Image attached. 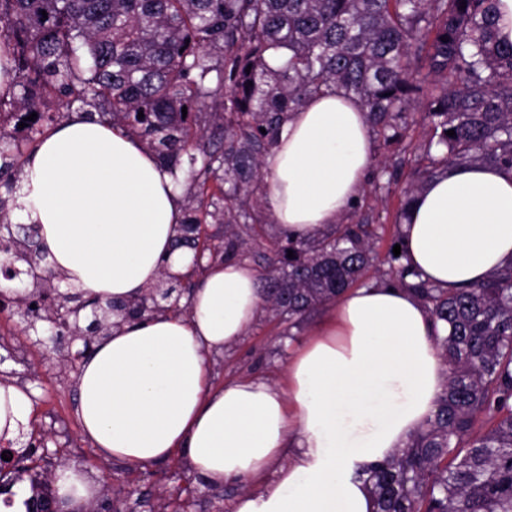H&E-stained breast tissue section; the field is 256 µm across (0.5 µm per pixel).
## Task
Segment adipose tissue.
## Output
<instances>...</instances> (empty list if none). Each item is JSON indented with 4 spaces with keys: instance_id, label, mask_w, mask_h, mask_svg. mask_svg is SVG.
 <instances>
[{
    "instance_id": "ef3b65f1",
    "label": "adipose tissue",
    "mask_w": 512,
    "mask_h": 512,
    "mask_svg": "<svg viewBox=\"0 0 512 512\" xmlns=\"http://www.w3.org/2000/svg\"><path fill=\"white\" fill-rule=\"evenodd\" d=\"M374 144L355 100L313 98L290 113L267 157L265 192L279 235H317L358 200ZM18 214L39 227L65 287L127 304L161 272L190 267L173 240L183 220L173 175L123 128L85 114L49 129L27 156ZM401 262L455 290L512 263V171L452 165L415 193ZM187 315L122 324L95 343L77 378L80 434L128 467L177 457L213 489L245 487L232 512H373L366 471L433 417L447 367L425 306L392 284L331 302L293 348L282 384H214L213 356L256 322L258 276L239 259L205 260ZM32 390L0 384V435L14 438ZM66 512L98 495L80 467L57 470Z\"/></svg>"
}]
</instances>
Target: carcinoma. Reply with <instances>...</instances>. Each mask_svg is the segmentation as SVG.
Here are the masks:
<instances>
[{
  "instance_id": "carcinoma-1",
  "label": "carcinoma",
  "mask_w": 512,
  "mask_h": 512,
  "mask_svg": "<svg viewBox=\"0 0 512 512\" xmlns=\"http://www.w3.org/2000/svg\"><path fill=\"white\" fill-rule=\"evenodd\" d=\"M496 2L0 0V46L17 87L0 95V129L13 125L0 133V178L16 192L12 172L46 129L76 104L98 113L183 191L174 248L194 250L199 224L224 225L221 257H251L265 310L299 328L368 284L377 234L342 218L315 237L268 243L265 228L239 224L266 204L261 169L287 115L329 91L358 100L375 139L397 150L377 168L376 189L422 151L399 217L450 164L512 170V43L497 38ZM279 50L289 56L273 69L267 57ZM417 120L429 133L415 145L407 131ZM384 264L382 277L447 326L434 343L448 376L427 427L366 472L374 512H512V266L448 292L407 283L391 249Z\"/></svg>"
}]
</instances>
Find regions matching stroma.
Segmentation results:
<instances>
[{"instance_id":"obj_1","label":"stroma","mask_w":512,"mask_h":512,"mask_svg":"<svg viewBox=\"0 0 512 512\" xmlns=\"http://www.w3.org/2000/svg\"><path fill=\"white\" fill-rule=\"evenodd\" d=\"M397 194L380 200L374 193L363 191L358 215L371 216L373 223L382 225L379 253H387L396 236ZM277 322L260 314L246 335L224 354L212 361L215 384L243 375L260 376L271 383H281L288 365V350L279 335ZM66 340L42 344L34 331L9 309L0 313V372H16L25 386L35 394V404L29 415L28 430H52L50 448L57 454L53 466L75 462L87 475L100 484V498L125 500L129 512H160L162 504L180 503L179 491L191 487L194 499L186 512H230L232 500L240 494L236 485L223 491L211 489L200 477L189 474L180 459L145 469L102 460L91 443L79 433L76 414V372L65 366L69 355ZM112 474V482H103V474Z\"/></svg>"}]
</instances>
